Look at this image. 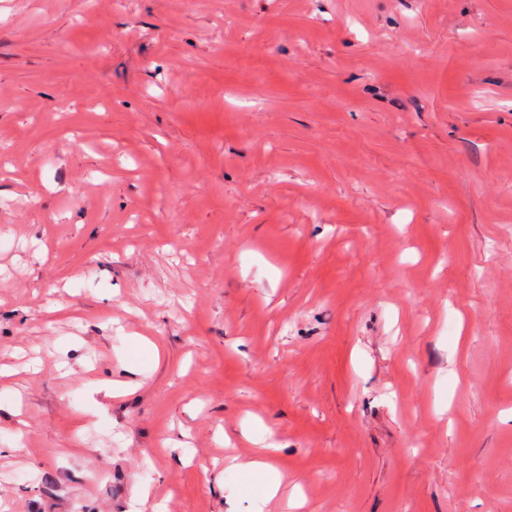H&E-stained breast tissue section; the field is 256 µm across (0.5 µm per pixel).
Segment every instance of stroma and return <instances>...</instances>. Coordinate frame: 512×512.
I'll return each instance as SVG.
<instances>
[{
    "label": "stroma",
    "instance_id": "1",
    "mask_svg": "<svg viewBox=\"0 0 512 512\" xmlns=\"http://www.w3.org/2000/svg\"><path fill=\"white\" fill-rule=\"evenodd\" d=\"M1 368L0 512H512V0H0Z\"/></svg>",
    "mask_w": 512,
    "mask_h": 512
}]
</instances>
